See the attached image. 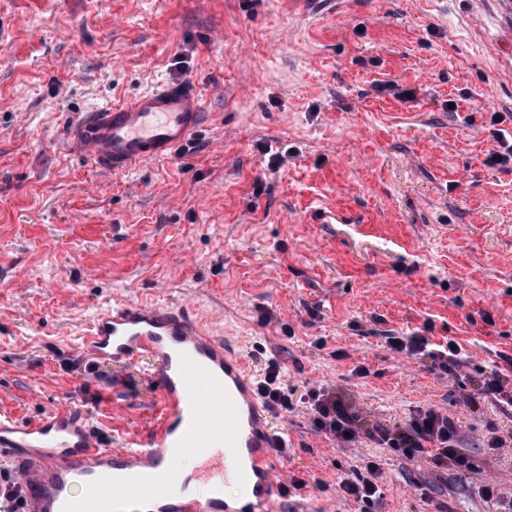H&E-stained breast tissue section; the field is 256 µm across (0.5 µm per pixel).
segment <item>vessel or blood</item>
<instances>
[{
    "label": "vessel or blood",
    "instance_id": "vessel-or-blood-1",
    "mask_svg": "<svg viewBox=\"0 0 512 512\" xmlns=\"http://www.w3.org/2000/svg\"><path fill=\"white\" fill-rule=\"evenodd\" d=\"M202 119L194 86L164 83L86 113L70 141L89 164L121 174L171 156ZM83 340L115 362L151 360L160 418L121 447L104 448L83 408L33 421L0 415V454L20 467L27 512H119L122 504L132 512H278L282 434L222 337L185 309L120 299L93 317ZM228 485L237 491L231 504Z\"/></svg>",
    "mask_w": 512,
    "mask_h": 512
}]
</instances>
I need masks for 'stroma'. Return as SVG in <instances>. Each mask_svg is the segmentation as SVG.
I'll return each mask as SVG.
<instances>
[{
  "instance_id": "stroma-1",
  "label": "stroma",
  "mask_w": 512,
  "mask_h": 512,
  "mask_svg": "<svg viewBox=\"0 0 512 512\" xmlns=\"http://www.w3.org/2000/svg\"><path fill=\"white\" fill-rule=\"evenodd\" d=\"M189 82L208 120L189 148L123 174L69 143L81 113ZM512 113V0H0V410L87 408L109 447L153 425L151 361L115 364L81 330L113 299L184 306L285 390L350 393L363 416L458 420L474 471L439 473L305 408L276 417L280 512H360L336 476L380 463L371 512H487L512 495V415L466 397L512 349V169L488 166ZM281 154L279 168L268 152ZM262 193H255V185ZM458 341L455 377L388 332ZM369 368L356 378L354 365Z\"/></svg>"
}]
</instances>
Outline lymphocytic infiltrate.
<instances>
[{
    "label": "lymphocytic infiltrate",
    "mask_w": 512,
    "mask_h": 512,
    "mask_svg": "<svg viewBox=\"0 0 512 512\" xmlns=\"http://www.w3.org/2000/svg\"><path fill=\"white\" fill-rule=\"evenodd\" d=\"M387 343L392 352L429 360L447 376L456 375L465 364L461 345L451 339L437 343L416 332L390 336ZM511 377L512 352L497 351L492 367L476 383L471 402H491L503 409L512 408V388L505 385ZM258 390L264 405L277 414L290 413L297 405H304L311 414L315 430L338 443L353 445L367 440L408 459L426 457L437 469L450 465L461 470L472 467L459 452L460 425L435 409H417L403 424L392 428L379 422L369 425L362 421L353 401L331 387H313L296 397L286 394L281 382V366L274 360L268 362L261 375ZM379 478V465L370 461L364 468L339 474L338 491L343 498L368 510L380 496Z\"/></svg>",
    "instance_id": "1"
}]
</instances>
